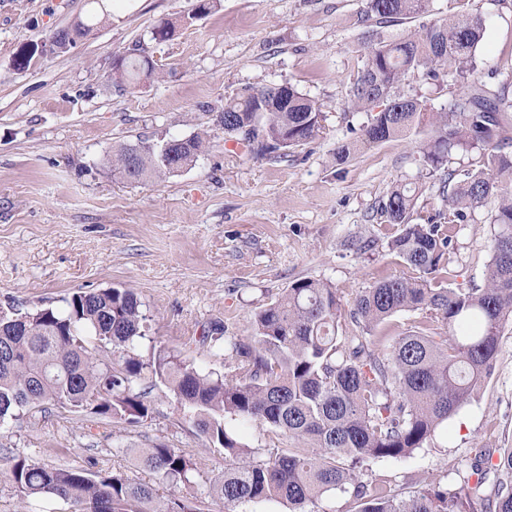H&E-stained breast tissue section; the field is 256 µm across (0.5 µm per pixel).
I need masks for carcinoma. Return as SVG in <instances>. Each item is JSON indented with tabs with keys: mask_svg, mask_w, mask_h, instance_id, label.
Listing matches in <instances>:
<instances>
[{
	"mask_svg": "<svg viewBox=\"0 0 512 512\" xmlns=\"http://www.w3.org/2000/svg\"><path fill=\"white\" fill-rule=\"evenodd\" d=\"M454 2L456 12L397 40L363 33V63L350 82L349 102L369 115L359 139L336 149L342 164L359 145L407 137L429 120L430 135L417 153L428 173L446 170L443 206L422 214L417 188L401 182L380 208L395 228L389 251L409 275L377 280L347 301L321 280L293 282L254 314L249 335L217 344L231 368L224 374L203 372L164 349L146 362L128 355L146 337L137 294L124 288L74 292L60 308L28 312L20 329L0 322V424L64 408L133 425L148 418V395L160 381L196 432L224 450V473L210 481V495L224 502V512L262 501H277L288 512H322L321 501L336 491L350 496L356 512H467L474 498L484 512H512V448L476 449L473 484L465 492L428 484L405 493L362 479L368 461L412 454L470 401L497 359L504 327L512 324V151H506L503 124L512 99L506 88L493 90L475 78L485 21L467 0ZM368 12L383 22L416 20L428 16L431 5L369 0ZM111 17L109 0H90L83 18L58 29L59 51ZM418 74L447 82L448 104L439 111L412 86ZM158 75L143 52L114 56L112 81L119 86L133 89ZM272 91L253 88L226 100L213 125L250 152L274 151L279 140L285 149L315 140L323 129L321 104L288 82L274 109L257 111L255 93ZM208 144L207 127L182 139L140 140L112 152L105 165L146 183L175 172L170 152L192 164ZM454 151L475 158L465 169L448 170ZM492 199L498 207L490 223L498 231L484 282L450 288L445 273L453 228ZM407 311L424 312L429 320L380 348L378 335ZM108 345L110 359L103 355ZM230 419L267 426L288 447L249 448ZM0 461L30 504L55 499L70 512H200L197 464L162 442L143 451L139 464L159 482L182 489L167 501L121 472L54 467L20 453Z\"/></svg>",
	"mask_w": 512,
	"mask_h": 512,
	"instance_id": "obj_1",
	"label": "carcinoma"
}]
</instances>
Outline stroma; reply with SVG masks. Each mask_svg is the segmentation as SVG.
Returning <instances> with one entry per match:
<instances>
[{
  "label": "stroma",
  "mask_w": 512,
  "mask_h": 512,
  "mask_svg": "<svg viewBox=\"0 0 512 512\" xmlns=\"http://www.w3.org/2000/svg\"><path fill=\"white\" fill-rule=\"evenodd\" d=\"M368 0H217L193 16V0H114L110 21L69 52L40 48L56 29L85 16L88 0H0V309L60 305L73 292L135 291L146 313L145 339L132 356L162 347L203 371L225 372L215 336H244L252 315L296 280L329 283L344 298L379 278L406 274L388 252L394 229L380 205L395 183L419 189L418 207L440 206L443 172L422 170L414 138L359 147L347 162L338 146L355 141L367 115L351 109L350 81L362 65V32L388 39L414 21L377 23ZM485 20L483 72L512 76V0H470ZM175 25L151 39L159 21ZM141 45L161 73L134 92L112 82L116 54ZM32 51L28 68L14 59ZM292 83L319 101L324 129L307 145L271 154L230 148L216 132L182 172L148 184L112 176L103 162L119 145L185 138L225 101L247 89ZM476 210L456 225L453 286L481 283L495 232ZM150 417L106 424L53 409L50 417L0 425V456L21 452L51 466L120 471L154 485L138 462L163 442L191 455L204 477L201 512H224L206 480L224 470L164 385ZM512 448V325L473 398L404 458L372 460L366 479L402 489L412 480L465 485L476 449Z\"/></svg>",
  "instance_id": "1"
}]
</instances>
